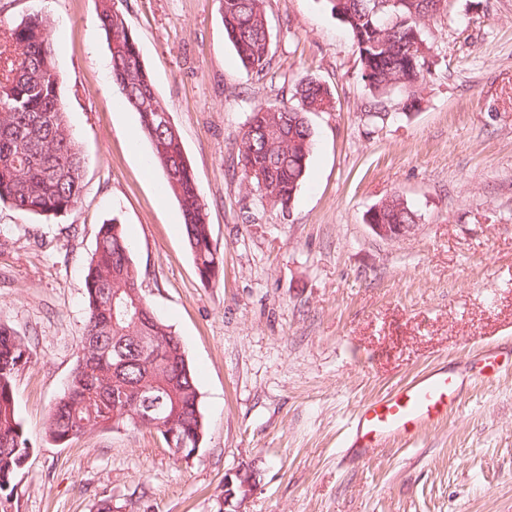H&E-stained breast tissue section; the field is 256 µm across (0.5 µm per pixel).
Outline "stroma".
I'll list each match as a JSON object with an SVG mask.
<instances>
[{
	"instance_id": "stroma-1",
	"label": "stroma",
	"mask_w": 512,
	"mask_h": 512,
	"mask_svg": "<svg viewBox=\"0 0 512 512\" xmlns=\"http://www.w3.org/2000/svg\"><path fill=\"white\" fill-rule=\"evenodd\" d=\"M178 128L223 259L202 284L180 210L110 74L92 0H0V30L41 15L86 158L59 217L0 205V322L32 353L15 397L32 449L14 512H219L252 464L243 512H512V369L468 386L447 423L358 459L340 455L357 407L426 366L512 344V0H447L421 24L428 69L413 108L371 98L329 0H265L270 68L248 73L218 0H121ZM329 87L289 210L242 177L253 110L299 80ZM400 195L416 233L376 236L369 209ZM123 225L153 310L184 342L205 435L177 460L148 429L45 436L76 364L98 228ZM232 476L224 479V511L241 512L243 502L257 486V472L251 464H242Z\"/></svg>"
}]
</instances>
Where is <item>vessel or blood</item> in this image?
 I'll return each instance as SVG.
<instances>
[{
    "mask_svg": "<svg viewBox=\"0 0 512 512\" xmlns=\"http://www.w3.org/2000/svg\"><path fill=\"white\" fill-rule=\"evenodd\" d=\"M509 359L511 353L495 347L479 357L477 371L434 367L361 404L351 419L342 455L364 457L391 442L411 439L446 422L459 405L464 384L479 380L482 370L500 371L503 361Z\"/></svg>",
    "mask_w": 512,
    "mask_h": 512,
    "instance_id": "1",
    "label": "vessel or blood"
}]
</instances>
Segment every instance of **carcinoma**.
Listing matches in <instances>:
<instances>
[{
  "instance_id": "obj_1",
  "label": "carcinoma",
  "mask_w": 512,
  "mask_h": 512,
  "mask_svg": "<svg viewBox=\"0 0 512 512\" xmlns=\"http://www.w3.org/2000/svg\"><path fill=\"white\" fill-rule=\"evenodd\" d=\"M112 63V80L123 103L138 114L140 138L150 146L167 188L180 205L186 241L200 280L216 279L223 260L212 244L211 224L181 135L164 125L153 79L138 41L114 0H93ZM264 0H219L224 32L245 69L258 75L270 67V33ZM351 30L362 61V77L376 115L396 88L415 98L424 74L418 68L420 22L437 12L433 0H330ZM49 21L39 15L0 32V203L24 214L62 215L81 201L85 157L67 121L60 95ZM298 105L260 106L242 136V177L264 186L273 207L286 209L304 181L313 149L308 115L332 104L330 89L307 78L295 85ZM379 224H415L417 215L396 197L376 214ZM139 284L131 243L120 224L100 225L85 278V321L71 380L52 407L46 437L59 445L92 430L136 428L139 388L156 389L160 418L190 456L202 442L205 421L195 374L184 345L171 327L148 309L134 320L130 290ZM164 350L165 364L150 368L143 343ZM31 361L24 339L0 322V512H12L14 482L30 453L18 413L14 381ZM125 395V402L116 398Z\"/></svg>"
}]
</instances>
